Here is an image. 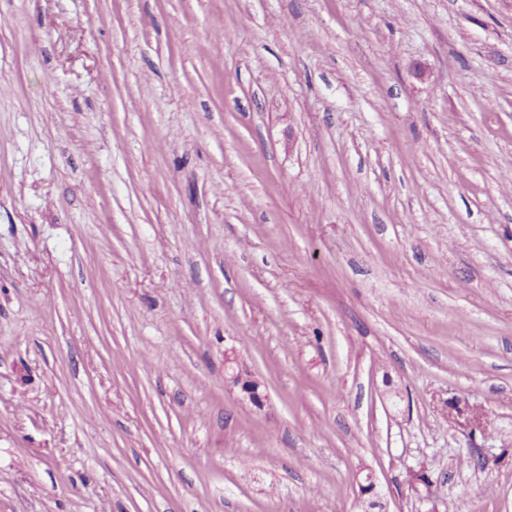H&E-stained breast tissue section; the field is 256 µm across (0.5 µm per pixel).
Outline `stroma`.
Instances as JSON below:
<instances>
[{"mask_svg":"<svg viewBox=\"0 0 512 512\" xmlns=\"http://www.w3.org/2000/svg\"><path fill=\"white\" fill-rule=\"evenodd\" d=\"M510 175L512 0H0V512H512ZM225 357V380L232 388H237L244 398L248 399L252 404L260 406L262 403V387L261 381L247 368L246 365L239 361L234 351L231 355L224 353Z\"/></svg>","mask_w":512,"mask_h":512,"instance_id":"stroma-1","label":"stroma"}]
</instances>
